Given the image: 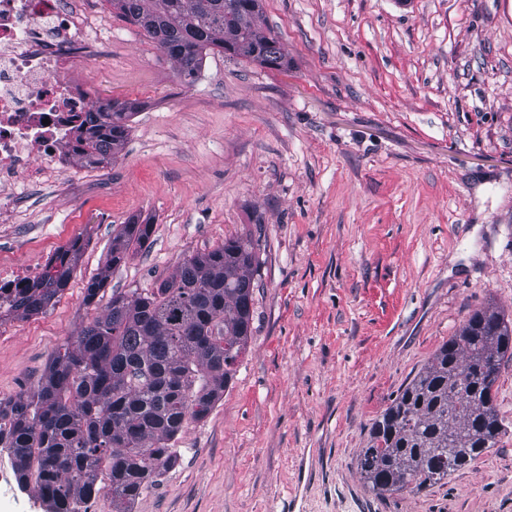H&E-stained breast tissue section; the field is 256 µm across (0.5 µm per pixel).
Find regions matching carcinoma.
<instances>
[{
	"label": "carcinoma",
	"instance_id": "cac0c4a2",
	"mask_svg": "<svg viewBox=\"0 0 512 512\" xmlns=\"http://www.w3.org/2000/svg\"><path fill=\"white\" fill-rule=\"evenodd\" d=\"M139 24L187 83L207 56L222 53L268 68L287 65L264 29L260 0H108ZM131 112L114 103L80 126L84 164L124 148ZM152 225L136 221L112 235L110 263L143 247ZM82 246L61 250L41 280L20 291L16 313L51 306L77 268ZM260 265L252 235L184 259L158 287L113 293L103 311L55 352L37 388L0 400V447L10 450L21 487L34 486L48 512H88L100 491L112 512L131 506L176 465L172 442L224 396L245 354ZM512 360V322L494 307L476 311L373 422L358 468L377 494L420 493L470 466L498 443L492 394Z\"/></svg>",
	"mask_w": 512,
	"mask_h": 512
}]
</instances>
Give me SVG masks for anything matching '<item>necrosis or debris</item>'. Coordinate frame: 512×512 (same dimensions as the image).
<instances>
[{"label":"necrosis or debris","instance_id":"1","mask_svg":"<svg viewBox=\"0 0 512 512\" xmlns=\"http://www.w3.org/2000/svg\"><path fill=\"white\" fill-rule=\"evenodd\" d=\"M85 2L0 0V212L12 207L18 183L72 174L84 147L81 120L109 107L68 72L72 59L90 66L105 55ZM43 273L0 263V314Z\"/></svg>","mask_w":512,"mask_h":512}]
</instances>
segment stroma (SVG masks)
Segmentation results:
<instances>
[{
  "mask_svg": "<svg viewBox=\"0 0 512 512\" xmlns=\"http://www.w3.org/2000/svg\"><path fill=\"white\" fill-rule=\"evenodd\" d=\"M112 53L76 68L133 101L123 151L66 182L19 184L0 261L80 241L46 311L0 316V399L33 391L103 297L157 287L189 255L252 231L260 267L238 371L178 434L177 464L132 512H512V360L495 448L419 494L372 492V422L475 310L512 318V0H262L288 64L221 54L191 85L96 0ZM150 219L110 266L112 232ZM0 512H45L15 461Z\"/></svg>",
  "mask_w": 512,
  "mask_h": 512,
  "instance_id": "obj_1",
  "label": "stroma"
}]
</instances>
